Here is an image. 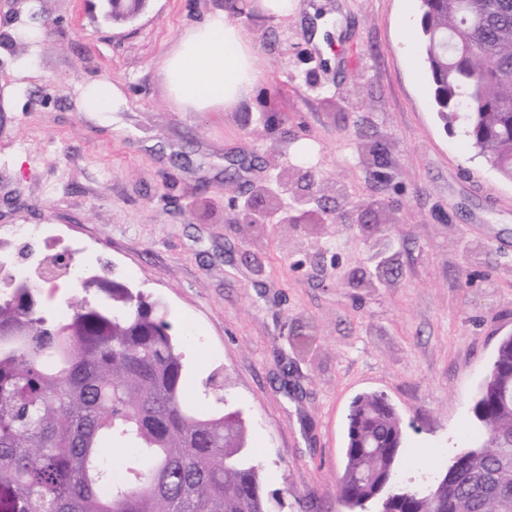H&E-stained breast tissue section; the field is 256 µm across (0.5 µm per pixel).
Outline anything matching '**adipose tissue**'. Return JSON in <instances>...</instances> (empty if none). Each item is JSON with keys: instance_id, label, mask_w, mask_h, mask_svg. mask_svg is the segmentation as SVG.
Here are the masks:
<instances>
[{"instance_id": "adipose-tissue-1", "label": "adipose tissue", "mask_w": 512, "mask_h": 512, "mask_svg": "<svg viewBox=\"0 0 512 512\" xmlns=\"http://www.w3.org/2000/svg\"><path fill=\"white\" fill-rule=\"evenodd\" d=\"M172 103L186 112L237 105L259 83L246 27L223 13L186 29L161 61Z\"/></svg>"}]
</instances>
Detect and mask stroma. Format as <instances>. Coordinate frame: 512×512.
<instances>
[{"mask_svg":"<svg viewBox=\"0 0 512 512\" xmlns=\"http://www.w3.org/2000/svg\"><path fill=\"white\" fill-rule=\"evenodd\" d=\"M242 0H0V226L56 231L83 271L160 298L190 339L186 391L215 408L224 376L282 512L336 499L354 398L384 393L405 426L402 477L476 443L475 393L512 336V181L445 128L420 0H301L250 14L262 78L222 112L170 101L160 59ZM38 39L11 45L15 31ZM107 80L118 111L79 106ZM302 168L329 224L238 223L249 185ZM250 7L268 17L285 18L298 10L299 0H256Z\"/></svg>","mask_w":512,"mask_h":512,"instance_id":"35a3bbf8","label":"stroma"}]
</instances>
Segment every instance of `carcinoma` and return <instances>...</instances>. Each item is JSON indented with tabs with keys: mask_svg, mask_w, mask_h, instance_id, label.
Returning a JSON list of instances; mask_svg holds the SVG:
<instances>
[{
	"mask_svg": "<svg viewBox=\"0 0 512 512\" xmlns=\"http://www.w3.org/2000/svg\"><path fill=\"white\" fill-rule=\"evenodd\" d=\"M128 0H104L103 17ZM436 112L502 177L512 173V0H436L421 21ZM459 53H448L441 35ZM0 298V512H271L239 410L197 413L186 343L163 304L82 276L91 304L55 315L41 289ZM482 442L432 479L402 483V418L377 392L347 415L337 501L378 512H512V336L473 404ZM129 449L120 466L103 456Z\"/></svg>",
	"mask_w": 512,
	"mask_h": 512,
	"instance_id": "1",
	"label": "carcinoma"
}]
</instances>
